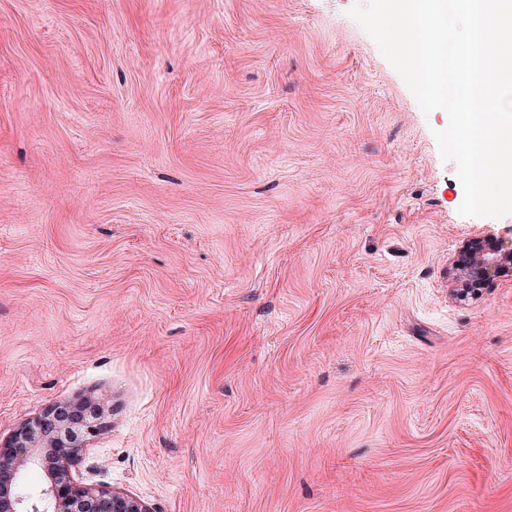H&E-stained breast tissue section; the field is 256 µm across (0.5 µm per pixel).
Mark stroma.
<instances>
[{
  "mask_svg": "<svg viewBox=\"0 0 512 512\" xmlns=\"http://www.w3.org/2000/svg\"><path fill=\"white\" fill-rule=\"evenodd\" d=\"M356 0H0V439L151 512H512V268ZM463 250V251H462ZM458 259V279L461 286L493 280L506 261H512V250L486 248L481 241H473L462 248Z\"/></svg>",
  "mask_w": 512,
  "mask_h": 512,
  "instance_id": "35a3bbf8",
  "label": "stroma"
}]
</instances>
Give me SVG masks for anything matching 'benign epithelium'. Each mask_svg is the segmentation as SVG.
Here are the masks:
<instances>
[{
	"instance_id": "1",
	"label": "benign epithelium",
	"mask_w": 512,
	"mask_h": 512,
	"mask_svg": "<svg viewBox=\"0 0 512 512\" xmlns=\"http://www.w3.org/2000/svg\"><path fill=\"white\" fill-rule=\"evenodd\" d=\"M512 250L485 247L480 241L463 246L458 279L463 286L494 279ZM96 412L80 402L49 406L43 415L20 425L0 441V512H150L139 499L121 492L78 483L72 469L87 441L103 431ZM37 468L45 482L35 492L20 493L25 474Z\"/></svg>"
}]
</instances>
